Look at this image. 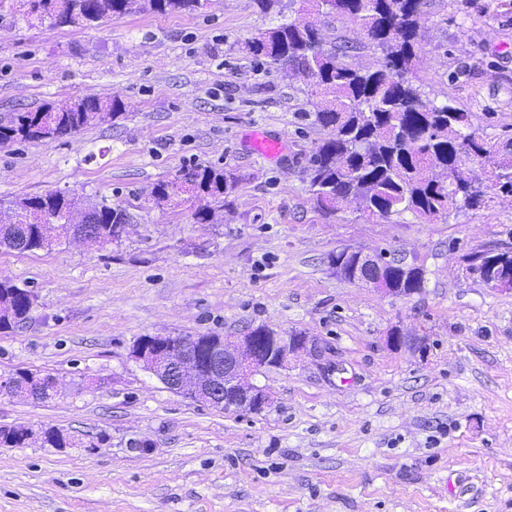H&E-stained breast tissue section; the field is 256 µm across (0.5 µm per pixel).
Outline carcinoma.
Returning a JSON list of instances; mask_svg holds the SVG:
<instances>
[{
    "label": "carcinoma",
    "instance_id": "cac0c4a2",
    "mask_svg": "<svg viewBox=\"0 0 512 512\" xmlns=\"http://www.w3.org/2000/svg\"><path fill=\"white\" fill-rule=\"evenodd\" d=\"M316 15L336 16L356 23L366 46L380 54L373 69H359L345 61L348 45L326 46L315 24L282 21L247 43L256 59L283 70L292 69L309 82L311 93L323 98L314 124L328 130L308 159L309 191L323 211L351 198L367 217L388 218L410 212L432 218L462 207H479L487 191H512V138L487 145L473 129L472 114L451 104L435 105L413 83L418 59V31L428 0H308ZM203 8L202 0H34L29 15L59 24L98 23L133 13L182 14ZM122 104L112 98H84L36 112L0 116V144L53 141L85 127L114 119ZM489 163L481 176L463 169L466 162ZM237 185L235 177L212 165L196 164L172 180H161L152 197L162 205L180 191L204 201L194 217L199 224H216L224 196ZM71 195L51 191L25 197L11 206L42 212V224L0 227V246L22 252L52 248L55 224L62 219ZM98 234L91 244L116 239L117 227L130 223L129 212L103 204L94 212ZM505 258L512 251H479L468 258L469 268L486 259ZM30 290L0 279V330L16 327L28 317ZM11 380L37 400L49 399L53 378L18 370ZM31 433L0 428V445L24 446Z\"/></svg>",
    "mask_w": 512,
    "mask_h": 512
}]
</instances>
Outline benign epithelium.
Returning a JSON list of instances; mask_svg holds the SVG:
<instances>
[{"label": "benign epithelium", "mask_w": 512, "mask_h": 512, "mask_svg": "<svg viewBox=\"0 0 512 512\" xmlns=\"http://www.w3.org/2000/svg\"><path fill=\"white\" fill-rule=\"evenodd\" d=\"M67 214L69 236L87 241L96 236L91 208L73 205ZM345 256L352 263L336 262L333 268L337 274L397 296L405 292L386 287L388 266L398 267L404 279L413 276L416 269L405 257L388 252L364 255L347 250ZM478 275L489 288L512 291V267L497 259L491 260ZM305 342L303 336H285L266 327L254 329L236 345L220 339L203 352L195 336L180 341L172 336H146L136 343L133 356L175 392L202 399L226 412H253L257 403L268 402V395L252 382V377L264 367L281 365L288 353Z\"/></svg>", "instance_id": "1"}]
</instances>
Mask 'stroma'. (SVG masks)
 I'll use <instances>...</instances> for the list:
<instances>
[{"mask_svg": "<svg viewBox=\"0 0 512 512\" xmlns=\"http://www.w3.org/2000/svg\"><path fill=\"white\" fill-rule=\"evenodd\" d=\"M306 7L208 0L53 26L0 0V115L122 103L79 133L0 147V202L57 190L133 217L102 246L0 250V277L34 295L0 333V375L56 382L45 401L0 396V426L33 433L0 446V512H512V291L467 262L512 251V196L430 220L316 208L306 165L326 135L310 119L320 99L245 49ZM322 32L350 42L353 66H377L357 25ZM420 35L426 96L471 112L487 142L512 137V0H430ZM256 132L282 141L277 158L253 152ZM200 163L238 178L223 223L150 195ZM342 249L404 255L424 286L394 297L349 281L328 263ZM259 326L307 344L256 375L270 398L258 413L174 392L132 356L143 336L232 342ZM49 427L73 446L44 447Z\"/></svg>", "mask_w": 512, "mask_h": 512, "instance_id": "1", "label": "stroma"}]
</instances>
